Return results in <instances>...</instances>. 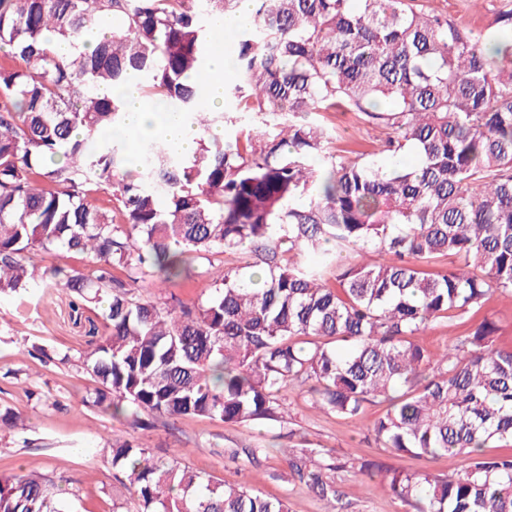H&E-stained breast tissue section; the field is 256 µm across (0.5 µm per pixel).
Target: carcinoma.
<instances>
[{"label":"carcinoma","instance_id":"1","mask_svg":"<svg viewBox=\"0 0 512 512\" xmlns=\"http://www.w3.org/2000/svg\"><path fill=\"white\" fill-rule=\"evenodd\" d=\"M239 2L0 0V295L36 286L68 290L77 308L105 303L82 365L92 404L137 428L145 415L280 422L292 386L345 418L384 403L378 447L466 465L363 461L358 474L381 477L407 512H512V347L481 316L512 294V7L476 37L417 0H251L224 110H206L212 35ZM62 42L85 50L64 56ZM129 82L200 132L192 153L153 138L131 168ZM338 109L384 131L373 151L332 150L333 129L310 115ZM408 146L415 167L370 160ZM215 247L253 249L261 286L216 272L212 296L178 314L131 292L188 276L189 258ZM57 249L89 264L31 260ZM440 257L455 267L431 269ZM465 317L472 328L438 359L416 342ZM106 448L136 512H288L128 439ZM321 458L295 448L288 466L334 498ZM54 487L0 475V512H64Z\"/></svg>","mask_w":512,"mask_h":512}]
</instances>
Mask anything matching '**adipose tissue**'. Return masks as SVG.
<instances>
[{
  "label": "adipose tissue",
  "mask_w": 512,
  "mask_h": 512,
  "mask_svg": "<svg viewBox=\"0 0 512 512\" xmlns=\"http://www.w3.org/2000/svg\"><path fill=\"white\" fill-rule=\"evenodd\" d=\"M128 101L127 126L131 149H138L146 138L159 136L181 153L192 152L195 148V134L191 128L177 121L170 113L161 111L148 101L134 86L123 88Z\"/></svg>",
  "instance_id": "1"
}]
</instances>
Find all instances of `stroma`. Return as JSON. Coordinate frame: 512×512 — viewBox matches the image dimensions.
Returning a JSON list of instances; mask_svg holds the SVG:
<instances>
[{"label": "stroma", "instance_id": "obj_1", "mask_svg": "<svg viewBox=\"0 0 512 512\" xmlns=\"http://www.w3.org/2000/svg\"><path fill=\"white\" fill-rule=\"evenodd\" d=\"M425 12L440 13L461 28L477 34L494 30L495 19L508 0H418ZM337 131L334 149L362 145L370 149L379 129L356 112L322 115ZM249 249L221 248L196 261L202 276L164 288L146 279L134 287L136 296L161 307L181 309L204 302L212 291V269H236L252 262ZM104 333L101 311L73 310L65 290L52 294L32 288L21 295L0 298V406L20 412L21 429L0 427V474L40 473L61 489L70 512H133L127 486L114 477L105 441L115 435L139 442L160 456H174L191 469L224 479L264 495L286 500L289 512H404L403 505L379 480L354 475L351 466L374 461L411 472L456 473L465 466L460 456H395L378 448L369 434L381 406H366L356 418L316 409L311 396L292 389L284 422L226 423L208 417H179L139 429L123 417L93 406L89 397L96 383L86 374L80 355ZM39 346L49 361L29 355ZM324 448L339 462L330 480L338 501H325L295 479L286 452L298 445ZM259 449L256 461L244 451Z\"/></svg>", "mask_w": 512, "mask_h": 512}]
</instances>
